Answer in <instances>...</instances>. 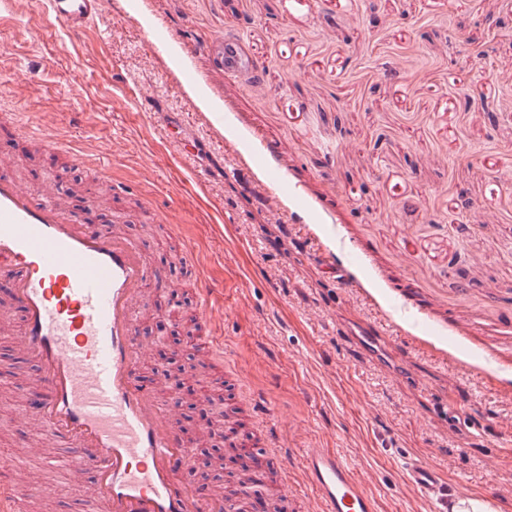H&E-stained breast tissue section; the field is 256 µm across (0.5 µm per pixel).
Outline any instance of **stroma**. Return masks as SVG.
I'll return each mask as SVG.
<instances>
[{
	"mask_svg": "<svg viewBox=\"0 0 512 512\" xmlns=\"http://www.w3.org/2000/svg\"><path fill=\"white\" fill-rule=\"evenodd\" d=\"M42 2L0 28V114L23 126L0 129V174L124 223L177 283L146 292L143 375L195 353L207 392L237 382L285 439L296 512L320 510L298 454L315 441L379 512H434L409 457L512 512V0H112L87 35ZM222 38L254 69L216 70ZM74 174L108 209L70 195ZM204 278L218 298L190 342L175 327ZM0 314V396L36 389L2 291ZM42 427L0 419V459L40 473L31 512H88L87 475L42 471Z\"/></svg>",
	"mask_w": 512,
	"mask_h": 512,
	"instance_id": "35a3bbf8",
	"label": "stroma"
}]
</instances>
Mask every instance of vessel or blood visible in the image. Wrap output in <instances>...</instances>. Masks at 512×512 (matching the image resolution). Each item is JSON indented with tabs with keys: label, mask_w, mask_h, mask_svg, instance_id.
I'll list each match as a JSON object with an SVG mask.
<instances>
[{
	"label": "vessel or blood",
	"mask_w": 512,
	"mask_h": 512,
	"mask_svg": "<svg viewBox=\"0 0 512 512\" xmlns=\"http://www.w3.org/2000/svg\"><path fill=\"white\" fill-rule=\"evenodd\" d=\"M49 3L56 21L80 32L100 17L103 0ZM242 64L237 40H221V71ZM0 279L23 313V353L45 387L14 401L42 421L46 439H68L74 449L63 462L43 456V467L88 475L100 512H229L225 500L181 482L192 454L141 379L136 308L147 287L165 280L137 242L116 225L74 223L58 201H35L0 175ZM258 427L265 454L287 461L277 428ZM301 455L321 512H377L336 449L312 443ZM19 474L13 464L0 469V512H25L27 492L41 491ZM406 474L436 512H449L455 500L434 466L411 458Z\"/></svg>",
	"instance_id": "obj_1"
}]
</instances>
